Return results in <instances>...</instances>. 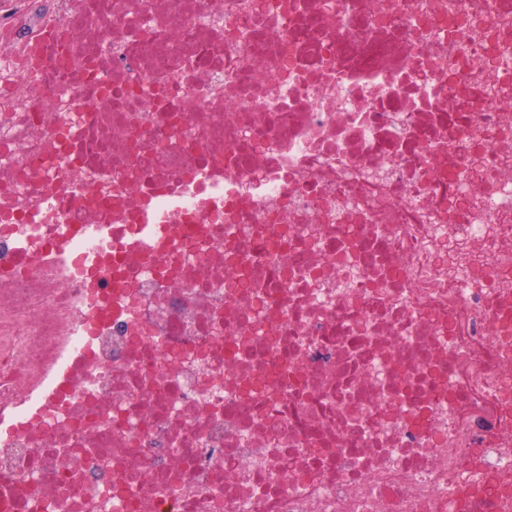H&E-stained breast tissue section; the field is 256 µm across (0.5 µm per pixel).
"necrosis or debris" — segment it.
Instances as JSON below:
<instances>
[{
  "label": "necrosis or debris",
  "mask_w": 512,
  "mask_h": 512,
  "mask_svg": "<svg viewBox=\"0 0 512 512\" xmlns=\"http://www.w3.org/2000/svg\"><path fill=\"white\" fill-rule=\"evenodd\" d=\"M0 512H512V0H0Z\"/></svg>",
  "instance_id": "necrosis-or-debris-1"
}]
</instances>
